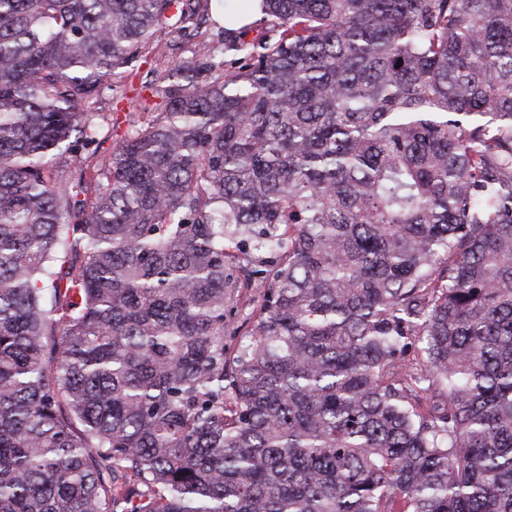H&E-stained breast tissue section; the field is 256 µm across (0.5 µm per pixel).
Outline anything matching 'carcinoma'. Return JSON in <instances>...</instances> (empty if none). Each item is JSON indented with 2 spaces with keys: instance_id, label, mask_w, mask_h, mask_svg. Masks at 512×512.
I'll list each match as a JSON object with an SVG mask.
<instances>
[{
  "instance_id": "obj_1",
  "label": "carcinoma",
  "mask_w": 512,
  "mask_h": 512,
  "mask_svg": "<svg viewBox=\"0 0 512 512\" xmlns=\"http://www.w3.org/2000/svg\"><path fill=\"white\" fill-rule=\"evenodd\" d=\"M209 2L0 0V512H512V0H262L86 167ZM165 19L158 33V38L155 41L152 49L144 58L139 60L134 67L133 73L137 75L132 77L121 78L126 73L112 78L108 83V88H104L99 96L98 116L96 121L100 122L105 132L109 130L112 132V137H109L101 144L97 152V158L90 157L86 163L91 166L101 156L111 152L113 144L119 138L117 134H122L126 125L123 123L124 116L128 112H141L137 110L141 96L149 98L151 95L149 91L141 89L144 82L152 78L150 70L159 66L168 60H176L190 55V47L194 39L188 35V31H181L180 25L176 23V18L169 16ZM116 119L120 122L117 127Z\"/></svg>"
}]
</instances>
